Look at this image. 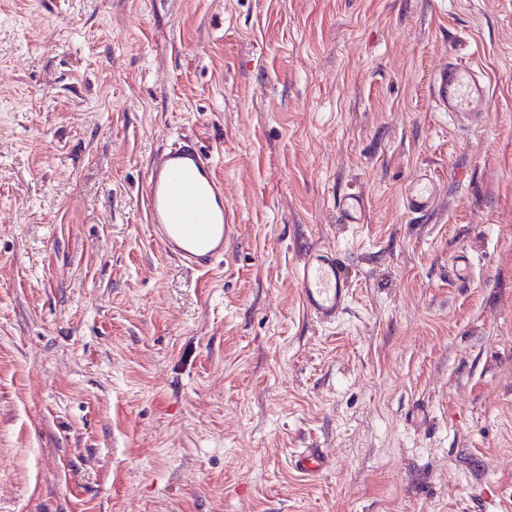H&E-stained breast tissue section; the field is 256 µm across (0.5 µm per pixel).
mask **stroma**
<instances>
[{
	"instance_id": "obj_1",
	"label": "stroma",
	"mask_w": 512,
	"mask_h": 512,
	"mask_svg": "<svg viewBox=\"0 0 512 512\" xmlns=\"http://www.w3.org/2000/svg\"><path fill=\"white\" fill-rule=\"evenodd\" d=\"M452 57L479 128L432 107ZM182 132L237 212L207 277L137 205ZM0 512H512V0H0ZM404 197L408 212L425 215L437 200V184L427 174L419 175L405 186ZM339 219L342 224L367 223V207L360 193L346 192L339 202ZM301 246L303 259L295 277L302 306L317 324L336 325L348 309L351 294L346 260L335 249ZM289 462L298 473L305 476H316L330 465V459L322 448H297Z\"/></svg>"
}]
</instances>
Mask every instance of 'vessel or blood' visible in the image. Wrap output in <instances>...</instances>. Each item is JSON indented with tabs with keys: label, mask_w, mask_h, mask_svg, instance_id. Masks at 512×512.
Returning a JSON list of instances; mask_svg holds the SVG:
<instances>
[{
	"label": "vessel or blood",
	"mask_w": 512,
	"mask_h": 512,
	"mask_svg": "<svg viewBox=\"0 0 512 512\" xmlns=\"http://www.w3.org/2000/svg\"><path fill=\"white\" fill-rule=\"evenodd\" d=\"M432 100L450 118L477 124L486 112L489 90L474 65L449 62L435 74ZM146 190L141 197L144 221L152 242L174 264L208 274L225 262L234 240L236 213L224 199V180L214 156L192 136L181 133L158 146L146 162ZM408 212L429 213L438 188L428 175L410 181L404 190ZM344 224H363L367 207L360 193L346 192L339 202ZM304 310L317 324L331 326L346 313L351 290L347 264L340 252L304 246L295 269ZM300 474L315 476L330 465L320 448H300L289 459Z\"/></svg>",
	"instance_id": "vessel-or-blood-1"
}]
</instances>
